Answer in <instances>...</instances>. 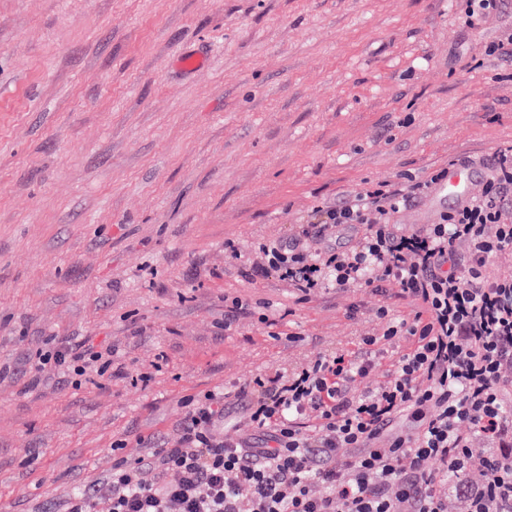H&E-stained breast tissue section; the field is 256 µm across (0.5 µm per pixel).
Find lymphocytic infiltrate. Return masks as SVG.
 Instances as JSON below:
<instances>
[{
    "label": "lymphocytic infiltrate",
    "mask_w": 512,
    "mask_h": 512,
    "mask_svg": "<svg viewBox=\"0 0 512 512\" xmlns=\"http://www.w3.org/2000/svg\"><path fill=\"white\" fill-rule=\"evenodd\" d=\"M441 174L406 188L381 183L315 207L320 221L259 246L253 279L276 273L300 299L333 286L372 287L416 303L386 338L406 353L370 383L377 340L239 387L229 416L220 393L182 400L174 438L146 458L121 457L106 482L74 495L68 512H512V275L489 271L512 246V146L497 150L482 188L425 227L395 223ZM356 228L351 249L327 241ZM112 346L55 343L37 372L74 387L114 369ZM232 434H225V427ZM480 469L483 479L466 476Z\"/></svg>",
    "instance_id": "f902f5d3"
}]
</instances>
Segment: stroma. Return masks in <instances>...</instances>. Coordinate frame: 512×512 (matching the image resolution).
<instances>
[{
    "mask_svg": "<svg viewBox=\"0 0 512 512\" xmlns=\"http://www.w3.org/2000/svg\"><path fill=\"white\" fill-rule=\"evenodd\" d=\"M463 8L0 0V512H63L117 455H141L137 435L173 434L183 396L368 335L382 379L407 342L383 339L378 309L407 319L413 303L370 287L302 302L241 261L301 235L324 200L465 159L485 180L480 161L512 144V61L486 52L512 0L472 28ZM187 53L203 68H177ZM234 298L245 311L226 332ZM81 337L151 380L27 388L30 354Z\"/></svg>",
    "mask_w": 512,
    "mask_h": 512,
    "instance_id": "stroma-1",
    "label": "stroma"
}]
</instances>
